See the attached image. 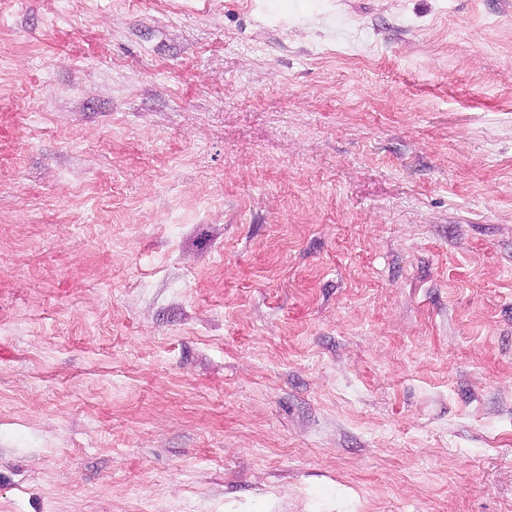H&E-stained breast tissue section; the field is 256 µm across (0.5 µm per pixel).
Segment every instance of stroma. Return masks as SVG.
Listing matches in <instances>:
<instances>
[{
	"label": "stroma",
	"mask_w": 512,
	"mask_h": 512,
	"mask_svg": "<svg viewBox=\"0 0 512 512\" xmlns=\"http://www.w3.org/2000/svg\"><path fill=\"white\" fill-rule=\"evenodd\" d=\"M0 512H512V0H0Z\"/></svg>",
	"instance_id": "35a3bbf8"
}]
</instances>
